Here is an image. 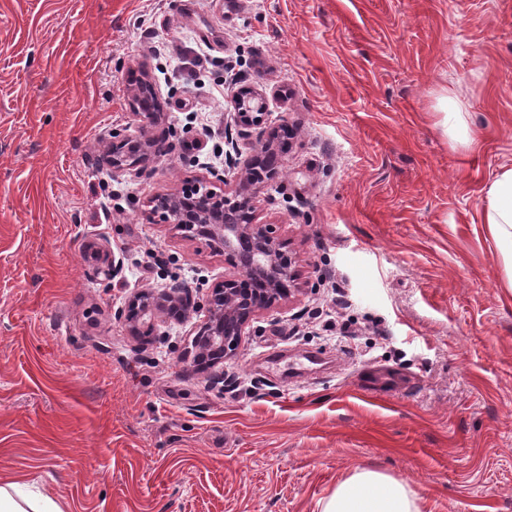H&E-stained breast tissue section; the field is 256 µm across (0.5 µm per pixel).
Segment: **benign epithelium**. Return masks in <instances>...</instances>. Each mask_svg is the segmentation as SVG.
I'll return each instance as SVG.
<instances>
[{
    "instance_id": "benign-epithelium-1",
    "label": "benign epithelium",
    "mask_w": 512,
    "mask_h": 512,
    "mask_svg": "<svg viewBox=\"0 0 512 512\" xmlns=\"http://www.w3.org/2000/svg\"><path fill=\"white\" fill-rule=\"evenodd\" d=\"M132 105L144 126L162 121L157 111L158 96L148 70L129 90ZM236 111L228 113L229 123L238 128V135L246 140L250 130L265 124L266 99L258 91L242 88L235 93ZM233 153H225L224 176L237 182L235 194L228 197L215 190L204 178L187 180L175 192L161 198L154 211L163 222L172 226L183 237L201 236L218 244L217 250L237 256L236 264L243 276L258 285L256 294L249 295L238 288L236 276H226L212 287L208 319L200 334V350L204 356H233L257 313L270 307L287 292L285 285L296 279L291 257L269 224H255L249 216L254 202L264 190V183L277 173L281 164L273 146L266 142L251 146V153L242 156L239 144L229 142ZM169 145L164 139L143 135L130 138L121 131L112 130L111 138L102 139L100 160L115 174L140 175L165 156ZM100 264L97 275L106 280L122 273L123 260L110 254L109 246L97 250ZM197 310L192 302V291L184 283L175 281L160 291L143 290L135 293L120 313L132 336L154 334L158 322L175 315L187 318Z\"/></svg>"
}]
</instances>
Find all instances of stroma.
Returning a JSON list of instances; mask_svg holds the SVG:
<instances>
[{
    "label": "stroma",
    "instance_id": "35a3bbf8",
    "mask_svg": "<svg viewBox=\"0 0 512 512\" xmlns=\"http://www.w3.org/2000/svg\"><path fill=\"white\" fill-rule=\"evenodd\" d=\"M143 67L171 151L117 178L101 139L141 133ZM241 87L267 99L252 141L288 132L255 220L302 291L218 384L205 310L145 342L118 313L174 280L202 305L234 273L150 201L223 171ZM445 94L476 148L445 132ZM506 168L512 0H0V482L63 512H321L368 468L419 512H512V268L483 222ZM100 256L99 265L96 267L95 272L98 276H102L106 280L114 279L122 273L123 260L121 257H116L112 250V256L108 245H100L97 250Z\"/></svg>",
    "mask_w": 512,
    "mask_h": 512
}]
</instances>
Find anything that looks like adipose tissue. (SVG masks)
I'll list each match as a JSON object with an SVG mask.
<instances>
[{"label": "adipose tissue", "instance_id": "obj_1", "mask_svg": "<svg viewBox=\"0 0 512 512\" xmlns=\"http://www.w3.org/2000/svg\"><path fill=\"white\" fill-rule=\"evenodd\" d=\"M484 222L512 254V168L499 173L486 192ZM0 512H62L43 491L13 480L0 485ZM321 512H416L406 485L378 471L358 468L323 503Z\"/></svg>", "mask_w": 512, "mask_h": 512}]
</instances>
